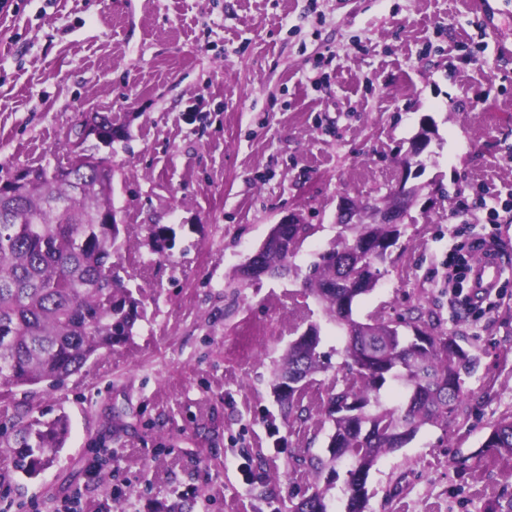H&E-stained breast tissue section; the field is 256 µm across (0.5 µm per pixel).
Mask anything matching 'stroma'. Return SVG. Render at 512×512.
I'll use <instances>...</instances> for the list:
<instances>
[{"instance_id": "obj_1", "label": "stroma", "mask_w": 512, "mask_h": 512, "mask_svg": "<svg viewBox=\"0 0 512 512\" xmlns=\"http://www.w3.org/2000/svg\"><path fill=\"white\" fill-rule=\"evenodd\" d=\"M471 2L0 0V169L55 163L89 114L125 125L128 140L99 153L127 227L115 260L142 301L127 343L39 390L69 438L37 476L0 485V512H272L268 488L299 499L311 477L288 455L325 454L328 432L284 425L272 371L317 325L329 368L304 401L325 399L345 338L304 276L340 230L339 198L385 195L425 115L436 133L416 181L442 178L449 193L411 208L354 316L424 305L479 365L447 429L424 427L377 460L367 512L512 502V460L473 457L512 413V0L483 13ZM289 212L314 227L296 274L234 281ZM153 224L177 232L161 258ZM478 239L494 240L506 270L462 309L448 268ZM248 450L266 457V486L240 471Z\"/></svg>"}]
</instances>
